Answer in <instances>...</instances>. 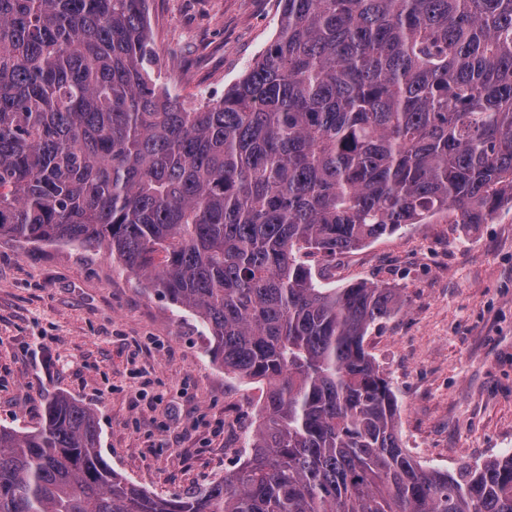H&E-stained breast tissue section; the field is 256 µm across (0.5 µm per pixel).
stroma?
<instances>
[{"instance_id": "35a3bbf8", "label": "stroma", "mask_w": 512, "mask_h": 512, "mask_svg": "<svg viewBox=\"0 0 512 512\" xmlns=\"http://www.w3.org/2000/svg\"><path fill=\"white\" fill-rule=\"evenodd\" d=\"M278 0H151L164 82L185 107L247 73L272 42ZM400 294L365 346L423 466L512 452V208L486 224H411L336 257L328 288ZM191 311L101 251L0 240V427L39 425L43 399L94 410L103 458L148 493L208 485L243 463L258 383L226 374Z\"/></svg>"}]
</instances>
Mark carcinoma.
Instances as JSON below:
<instances>
[{
	"mask_svg": "<svg viewBox=\"0 0 512 512\" xmlns=\"http://www.w3.org/2000/svg\"><path fill=\"white\" fill-rule=\"evenodd\" d=\"M274 40L195 109L158 84L149 0H0V240L105 248L266 384L249 457L169 498L57 393L0 427V512H512V452L402 447L364 341L394 288L299 259L512 204V0H280Z\"/></svg>",
	"mask_w": 512,
	"mask_h": 512,
	"instance_id": "cac0c4a2",
	"label": "carcinoma"
}]
</instances>
